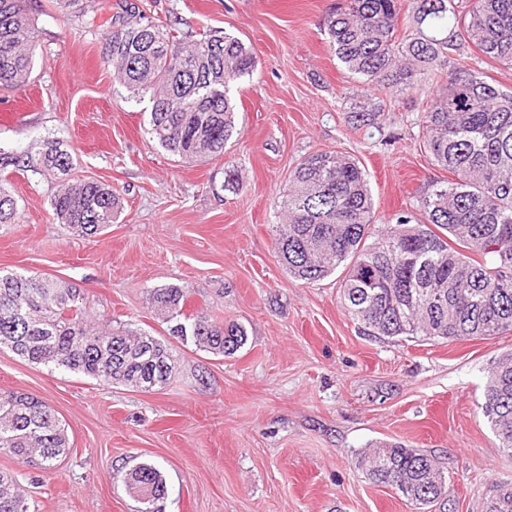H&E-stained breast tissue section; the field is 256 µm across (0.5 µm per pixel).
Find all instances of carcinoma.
I'll return each instance as SVG.
<instances>
[{"mask_svg": "<svg viewBox=\"0 0 512 512\" xmlns=\"http://www.w3.org/2000/svg\"><path fill=\"white\" fill-rule=\"evenodd\" d=\"M109 25L103 57L131 97H149L148 134L185 163L224 153L236 131L232 85L253 73L255 58L237 36L209 30L186 42L135 13L93 15ZM329 44L353 75L378 90H418L438 82L424 110V150L453 179L418 201L423 219L401 216L372 240L377 223L366 172L333 152L305 157L279 203L275 244L290 274L310 285L338 268L342 307L370 336L455 341L512 331V90L471 66V50L512 67V0H346L326 23ZM38 31L23 0H0V89L28 82ZM382 104L366 98L347 113L354 129L377 125ZM43 167L63 175L53 215L78 236L114 222L112 187L68 177L72 157L47 143ZM18 220V204L0 181V224ZM189 289L155 288L150 305L167 325L155 336L134 323L104 327L80 303V290L58 279L0 270V350L83 374L107 385L163 389L177 370L179 347L229 357L248 341L246 328L207 313L187 314ZM500 447L512 453V353L490 366L481 406ZM0 450L41 472L70 450L65 427L40 399L0 393ZM368 479L390 486L421 512L448 505V478L430 454L384 443L358 460ZM126 491L155 512L165 498L159 466L141 462L125 473ZM0 512H36L14 477L0 471ZM485 512H512V481L501 482Z\"/></svg>", "mask_w": 512, "mask_h": 512, "instance_id": "obj_1", "label": "carcinoma"}]
</instances>
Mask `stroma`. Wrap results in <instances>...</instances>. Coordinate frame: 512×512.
Returning a JSON list of instances; mask_svg holds the SVG:
<instances>
[{
    "label": "stroma",
    "mask_w": 512,
    "mask_h": 512,
    "mask_svg": "<svg viewBox=\"0 0 512 512\" xmlns=\"http://www.w3.org/2000/svg\"><path fill=\"white\" fill-rule=\"evenodd\" d=\"M100 1L120 2L26 0L39 47L30 81L0 90V151L28 166L0 167L19 208L0 227V270L69 281L101 323L156 333L150 291L184 286L188 312L242 324L248 341L229 357L182 349L179 371L153 393L0 350V392L37 396L71 445L52 473L3 450L0 470L16 472L37 512H140L122 478L145 460L165 475L164 512H416L357 464L399 442L442 459L453 512H483L493 485L512 481V454L481 411L512 332L448 343L365 335L339 302L340 273L294 279L273 232L290 172L318 151L365 168L379 227L418 215L420 197L449 178L418 137L437 85L387 91L377 126L356 131L346 114L366 86L325 35L344 0H135L180 38L221 28L255 57L231 90L239 125L223 155L185 164L150 141L148 101L113 81L105 28H85ZM48 139L71 154L73 176L116 194L119 214L100 234L76 237L54 220L55 183L40 172ZM438 402L447 410L433 426Z\"/></svg>",
    "instance_id": "stroma-1"
}]
</instances>
